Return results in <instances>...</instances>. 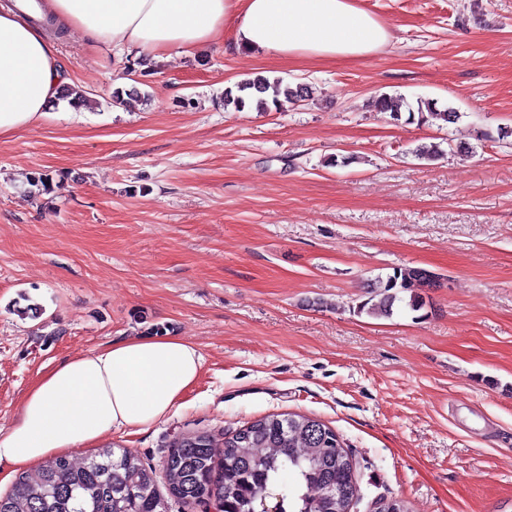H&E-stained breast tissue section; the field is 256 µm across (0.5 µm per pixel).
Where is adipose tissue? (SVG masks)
<instances>
[{"label":"adipose tissue","instance_id":"obj_1","mask_svg":"<svg viewBox=\"0 0 512 512\" xmlns=\"http://www.w3.org/2000/svg\"><path fill=\"white\" fill-rule=\"evenodd\" d=\"M44 14L117 54L169 60L228 41L293 62H363L386 48L391 27L359 0H46ZM67 67L43 26L0 10V135L39 122ZM203 355L175 334L130 337L58 363L26 393L0 464L24 469L117 429L164 418L197 381Z\"/></svg>","mask_w":512,"mask_h":512}]
</instances>
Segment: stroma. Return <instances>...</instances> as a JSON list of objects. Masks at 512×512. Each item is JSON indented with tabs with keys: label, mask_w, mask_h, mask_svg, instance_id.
Instances as JSON below:
<instances>
[{
	"label": "stroma",
	"mask_w": 512,
	"mask_h": 512,
	"mask_svg": "<svg viewBox=\"0 0 512 512\" xmlns=\"http://www.w3.org/2000/svg\"><path fill=\"white\" fill-rule=\"evenodd\" d=\"M362 4L394 32L363 63L215 44L144 78L136 57L51 32L87 100L0 136V429L61 360L172 332L203 354L197 383L158 423L100 441L158 486L177 437L292 412L350 451L351 512H512V146L480 137L512 129V0ZM257 73L312 95L225 107ZM123 75L147 103H113ZM382 94L462 118L395 122ZM432 142L476 154L418 159ZM403 266L436 276L424 309L360 313Z\"/></svg>",
	"instance_id": "1"
}]
</instances>
